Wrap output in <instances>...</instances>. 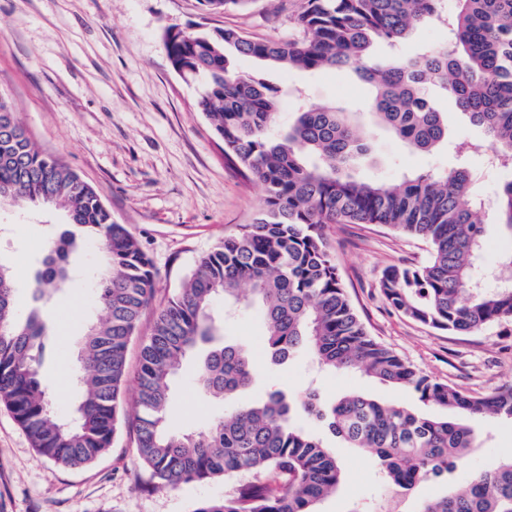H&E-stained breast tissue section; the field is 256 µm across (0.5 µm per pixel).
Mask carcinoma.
Instances as JSON below:
<instances>
[{
    "mask_svg": "<svg viewBox=\"0 0 512 512\" xmlns=\"http://www.w3.org/2000/svg\"><path fill=\"white\" fill-rule=\"evenodd\" d=\"M443 2L303 0L295 18L300 35L288 39L253 40L226 28L165 33L175 72L202 87L196 108L223 141L224 163L263 192L253 223L199 259L141 346L139 460L161 488L219 477L230 485L224 498L202 500L192 512H316L344 481V467L297 422L302 415L366 453L385 482L408 493L447 478L480 445L477 421L512 420V386L470 395L431 378L368 332L326 233L331 224H382L428 243L426 264L389 266L380 281L391 306L410 320L453 333L512 320V287L475 286L488 224L512 240V180L484 204L471 165L490 150L512 169V0H457L451 12ZM430 23L448 30V44L405 61L371 53L374 44L396 46ZM231 53L289 71L353 69L373 88L370 116L378 125L412 151L450 144L456 164L440 173L405 174L393 184L358 179L352 165L372 149L357 129L359 113L311 106L281 131L280 89L259 74L236 71ZM437 96L448 111L435 106ZM450 112L464 115L484 138L451 140ZM29 202L64 209L67 224L100 243L103 263L92 294L104 317L78 342L81 395L62 417L41 374L51 319L39 307L19 312L13 271L0 263V404L41 456L83 466L112 446L123 412L127 348L154 298L158 273L99 193L42 153L11 103L0 101V205ZM77 247L70 230L51 244L35 272V300L67 286ZM490 269L512 274V249L499 252ZM217 297L227 306L260 308L265 353L275 364L305 348L322 368L357 369L456 416H430L358 393L328 403L314 389L299 403L279 390L258 403L241 402L238 394L254 378L253 357L244 346L224 342L204 356L198 385L204 397L230 402L231 409L203 430L171 433L165 422L172 379L183 359L217 336L210 315ZM417 512H512V455Z\"/></svg>",
    "mask_w": 512,
    "mask_h": 512,
    "instance_id": "carcinoma-1",
    "label": "carcinoma"
}]
</instances>
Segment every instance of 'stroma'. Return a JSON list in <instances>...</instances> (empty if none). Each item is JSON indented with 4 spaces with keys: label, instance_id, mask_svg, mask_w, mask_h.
<instances>
[{
    "label": "stroma",
    "instance_id": "35a3bbf8",
    "mask_svg": "<svg viewBox=\"0 0 512 512\" xmlns=\"http://www.w3.org/2000/svg\"><path fill=\"white\" fill-rule=\"evenodd\" d=\"M301 4L249 0L242 8L209 12L200 0H0V94L40 151L99 192L113 219L127 226L158 272L155 298L128 348L124 415L108 452L81 468L42 458L0 404V512H192L198 501L223 497L227 485L221 479L158 487L135 452L140 342L199 258L225 235L252 223L262 198L258 185L225 166L220 141L194 106L199 89L175 73L163 36L174 27L286 38L298 33L294 18ZM233 65L242 73L263 72L281 87L279 120L284 125L304 105L369 109L371 89L350 69L287 71L242 56L234 57ZM370 138V155L355 167L362 179L391 183L406 170H445L455 162L450 149L414 153L376 126ZM64 221L62 211L42 205L0 207V261L15 271L20 311L32 304V272ZM328 239L350 300L380 342L433 379L475 395L512 385V322L451 334L402 316L384 297L379 287L383 271L425 263L423 241L376 224L339 225L329 230ZM100 261L97 247L84 245L73 258V281L47 305L60 350L45 360L42 372L63 414L79 395L72 343L87 322L102 315L92 303L89 282ZM211 314L225 340L244 344L255 358V379L242 400L280 390L297 402L308 388L317 387L329 401L359 392L424 408L410 389L345 370L317 371L304 350L286 365H272L262 349L265 325L259 310L228 317L219 298ZM224 411V405L200 395L197 365L185 361L173 385L170 430L204 429ZM306 427L324 439L346 471L341 489L322 501L318 512H369L382 482L368 455L347 447L318 421H307ZM479 429L480 447L447 480L419 485L415 499L436 497L448 484L464 487L474 472L512 454V421L488 420Z\"/></svg>",
    "mask_w": 512,
    "mask_h": 512
}]
</instances>
